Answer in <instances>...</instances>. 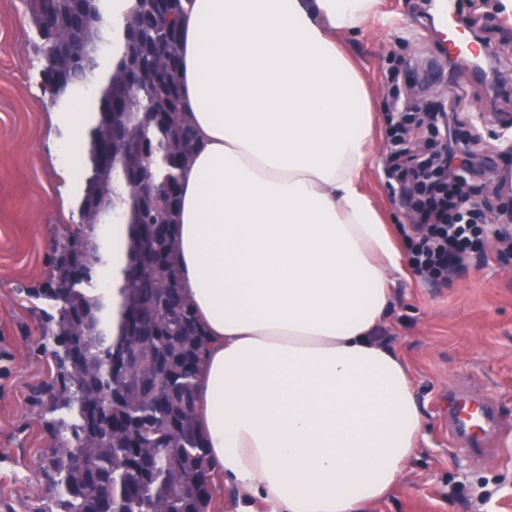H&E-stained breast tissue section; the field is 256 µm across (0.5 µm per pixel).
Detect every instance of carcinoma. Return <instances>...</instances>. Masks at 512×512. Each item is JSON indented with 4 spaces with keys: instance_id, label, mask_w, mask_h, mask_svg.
<instances>
[{
    "instance_id": "cac0c4a2",
    "label": "carcinoma",
    "mask_w": 512,
    "mask_h": 512,
    "mask_svg": "<svg viewBox=\"0 0 512 512\" xmlns=\"http://www.w3.org/2000/svg\"><path fill=\"white\" fill-rule=\"evenodd\" d=\"M185 0H30L43 40L44 91L52 103L90 89L99 120L88 138L82 224L58 243L53 274L33 296L51 309L56 376L41 399L57 439L41 464L40 512H210L214 469L201 433L196 382L206 330L178 281V171L197 152L182 105L180 24ZM110 18L111 76L97 80V17ZM107 203L132 227L124 270L119 350L92 294L103 264L92 247Z\"/></svg>"
}]
</instances>
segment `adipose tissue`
I'll list each match as a JSON object with an SVG mask.
<instances>
[{
  "label": "adipose tissue",
  "mask_w": 512,
  "mask_h": 512,
  "mask_svg": "<svg viewBox=\"0 0 512 512\" xmlns=\"http://www.w3.org/2000/svg\"><path fill=\"white\" fill-rule=\"evenodd\" d=\"M378 0H193L178 278L208 337L197 379L213 464L270 512H363L419 450L409 371L379 339L403 256L362 188L373 92L341 37ZM100 292L120 317L130 228Z\"/></svg>",
  "instance_id": "adipose-tissue-1"
}]
</instances>
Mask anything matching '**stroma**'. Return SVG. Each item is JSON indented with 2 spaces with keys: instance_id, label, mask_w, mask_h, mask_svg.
Listing matches in <instances>:
<instances>
[{
  "instance_id": "35a3bbf8",
  "label": "stroma",
  "mask_w": 512,
  "mask_h": 512,
  "mask_svg": "<svg viewBox=\"0 0 512 512\" xmlns=\"http://www.w3.org/2000/svg\"><path fill=\"white\" fill-rule=\"evenodd\" d=\"M456 7L493 51L501 89L474 78L466 62H449L421 0H380L345 45L379 90L397 69L410 79L434 62L450 68L454 125L482 161L473 182H491L487 209L507 210L512 167L499 156L512 153V14L501 0H456ZM41 48L25 0H0V512H35L46 501L38 467L54 440L40 398L53 375L52 341L26 291L50 278L56 241L80 224L88 168V131L67 118L80 101L54 105L43 94ZM392 166L379 143L363 189L402 228ZM385 336L408 366L423 437L401 480L365 512H512V434L479 460L452 446L444 425L449 391L465 385L512 426V255L488 237L448 280L397 276Z\"/></svg>"
}]
</instances>
